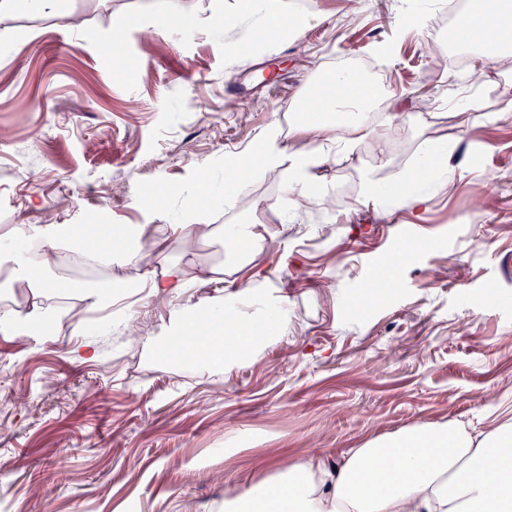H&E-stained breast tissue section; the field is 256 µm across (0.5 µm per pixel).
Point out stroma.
<instances>
[{"instance_id": "obj_1", "label": "stroma", "mask_w": 512, "mask_h": 512, "mask_svg": "<svg viewBox=\"0 0 512 512\" xmlns=\"http://www.w3.org/2000/svg\"><path fill=\"white\" fill-rule=\"evenodd\" d=\"M149 2L62 0L50 14L21 4L0 17V230L107 212L113 227L146 226L144 276L175 261L186 271L181 297L129 301L145 336L168 335L174 309L204 312L219 293L236 298L242 326H262L239 295L248 284L287 297L288 331L203 372L132 349L120 314L48 298L49 340L0 336V512H225L245 481L318 450L336 457L426 425L476 435L512 424V114L499 113L512 69L472 52L464 81L430 51L445 0H320L317 22L264 45L261 14L239 0H168L170 25ZM345 63L387 83L373 95V136L329 149L317 170L332 210L275 209L285 170L256 162L225 198V157L274 123L284 143L304 140L287 122L298 96ZM468 96L495 123L461 125L448 103ZM422 155L440 180L417 177ZM198 163L210 202L191 215ZM370 176L433 201L420 212L367 204ZM188 222L269 236L239 256L218 236L180 240ZM412 237L423 246L386 298L355 311ZM89 336L98 357L83 361Z\"/></svg>"}]
</instances>
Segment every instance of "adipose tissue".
Here are the masks:
<instances>
[{"label": "adipose tissue", "instance_id": "obj_1", "mask_svg": "<svg viewBox=\"0 0 512 512\" xmlns=\"http://www.w3.org/2000/svg\"><path fill=\"white\" fill-rule=\"evenodd\" d=\"M466 47L482 49L486 65L497 68L512 61V0H485L479 16L466 19ZM337 126L327 121L304 125L305 143L285 145L278 127L269 128L259 143L244 153L261 154L266 167L286 166L287 189L305 203L326 204L327 192H316V168L323 162V142L334 139ZM7 237L30 243V250L0 257L8 279L29 288L25 311L0 314V334L26 342L44 322L42 297L45 273L57 264L58 240L96 259L113 257L121 266H137L145 259L139 228L126 230L111 242L89 246L62 225L11 226ZM185 277L180 265H170L158 279L107 278L97 285L76 284L85 309L96 310L147 290L152 297L182 293ZM212 334L204 343L201 369L221 359L225 365L247 359L257 339L242 332L237 311L213 296ZM226 512H512V427L499 426L485 434L459 433L451 425L426 426L400 437H382L349 449L337 459L319 453L289 462L285 472L270 480L245 485Z\"/></svg>", "mask_w": 512, "mask_h": 512}]
</instances>
